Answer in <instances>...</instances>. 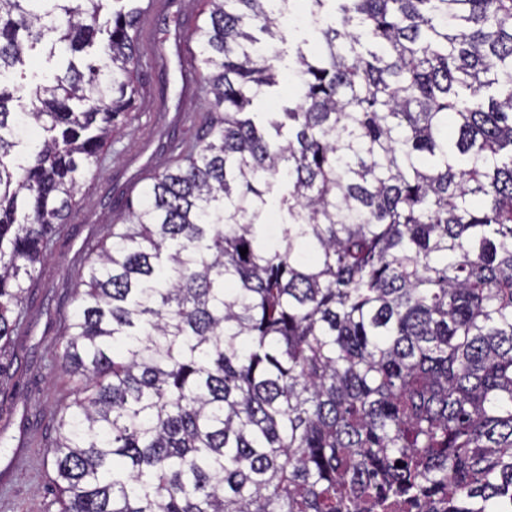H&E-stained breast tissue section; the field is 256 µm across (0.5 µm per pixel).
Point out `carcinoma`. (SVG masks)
I'll return each instance as SVG.
<instances>
[{
	"label": "carcinoma",
	"instance_id": "cac0c4a2",
	"mask_svg": "<svg viewBox=\"0 0 512 512\" xmlns=\"http://www.w3.org/2000/svg\"><path fill=\"white\" fill-rule=\"evenodd\" d=\"M298 1L295 99L255 112L277 4L209 0V122L74 288L59 512H512V0ZM140 12L0 0V352ZM42 43L84 56L26 85Z\"/></svg>",
	"mask_w": 512,
	"mask_h": 512
}]
</instances>
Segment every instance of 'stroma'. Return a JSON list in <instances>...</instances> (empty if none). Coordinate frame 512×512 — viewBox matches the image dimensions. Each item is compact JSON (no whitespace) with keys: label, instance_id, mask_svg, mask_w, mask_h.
I'll list each match as a JSON object with an SVG mask.
<instances>
[{"label":"stroma","instance_id":"obj_1","mask_svg":"<svg viewBox=\"0 0 512 512\" xmlns=\"http://www.w3.org/2000/svg\"><path fill=\"white\" fill-rule=\"evenodd\" d=\"M209 15L206 0H161L137 34V89L129 112L82 179L76 202L36 266L26 316L0 360L10 382L0 390V512H57L50 445L51 415L73 398L58 366L61 337L74 309L73 287L86 259L96 255L113 218L167 165L180 161L205 124L206 95L197 68L193 36Z\"/></svg>","mask_w":512,"mask_h":512}]
</instances>
